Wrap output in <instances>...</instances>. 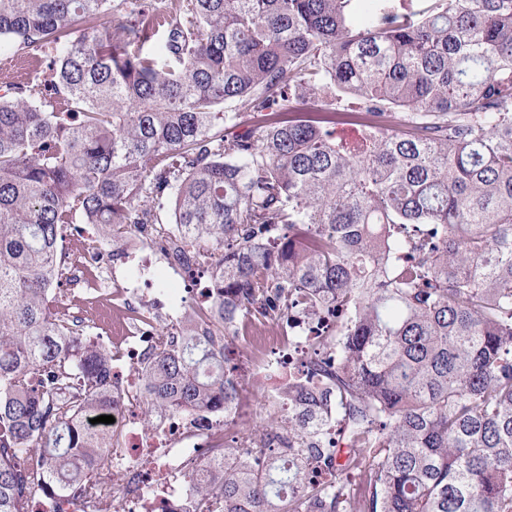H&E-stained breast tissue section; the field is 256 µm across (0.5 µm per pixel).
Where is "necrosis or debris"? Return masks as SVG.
Here are the masks:
<instances>
[{
    "instance_id": "1",
    "label": "necrosis or debris",
    "mask_w": 512,
    "mask_h": 512,
    "mask_svg": "<svg viewBox=\"0 0 512 512\" xmlns=\"http://www.w3.org/2000/svg\"><path fill=\"white\" fill-rule=\"evenodd\" d=\"M175 232L172 224L133 229L120 242L121 256L111 266L102 265L100 254L88 248L92 229L63 235L65 259L85 294L83 315L97 336L112 347V383L121 388L122 398L112 411L111 430L119 436L120 446L111 480L99 481L93 495H54L53 512H106L115 497L124 500L130 512L146 500L152 501L153 512H186L190 491L179 476L187 462L199 466L224 457L228 413L220 407L169 413L158 417L151 434L138 430L137 398L146 390L141 367L157 348L156 319L163 316L173 322L179 318L185 302L175 293V286L193 293L199 307L209 305L213 297L210 260L185 268L175 258L158 253L156 239ZM151 285L157 291L149 299L143 290ZM303 351V338L289 341L274 333L252 340L251 362L284 371L283 382L288 385L305 375Z\"/></svg>"
}]
</instances>
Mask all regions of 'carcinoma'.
<instances>
[{
  "mask_svg": "<svg viewBox=\"0 0 512 512\" xmlns=\"http://www.w3.org/2000/svg\"><path fill=\"white\" fill-rule=\"evenodd\" d=\"M0 51L50 71L0 94V512L119 447L112 348L52 305L74 222L214 252L222 331L156 330L148 417L238 406V337L332 319L250 430L288 447L190 468L192 512H512V0H0Z\"/></svg>",
  "mask_w": 512,
  "mask_h": 512,
  "instance_id": "cac0c4a2",
  "label": "carcinoma"
}]
</instances>
